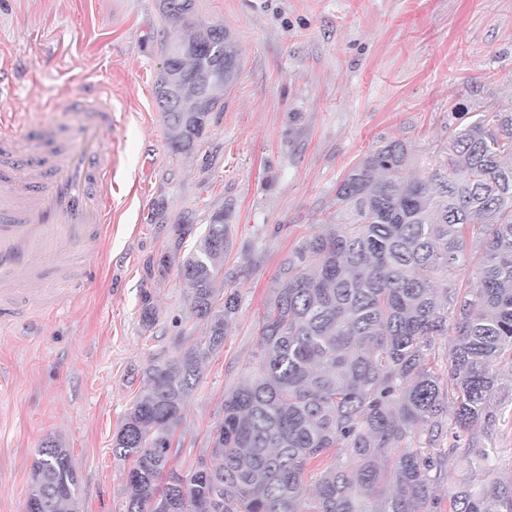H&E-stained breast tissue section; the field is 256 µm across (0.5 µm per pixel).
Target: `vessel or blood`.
<instances>
[{
	"label": "vessel or blood",
	"mask_w": 512,
	"mask_h": 512,
	"mask_svg": "<svg viewBox=\"0 0 512 512\" xmlns=\"http://www.w3.org/2000/svg\"><path fill=\"white\" fill-rule=\"evenodd\" d=\"M52 134L0 115V327L41 322L82 297L68 273L112 222V97L98 89L66 106Z\"/></svg>",
	"instance_id": "b4317fda"
}]
</instances>
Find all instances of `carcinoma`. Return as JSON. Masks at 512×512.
Segmentation results:
<instances>
[{
    "label": "carcinoma",
    "instance_id": "1",
    "mask_svg": "<svg viewBox=\"0 0 512 512\" xmlns=\"http://www.w3.org/2000/svg\"><path fill=\"white\" fill-rule=\"evenodd\" d=\"M183 30L177 109L155 96L174 155H190L240 72L238 43L220 24L196 21V0H159ZM220 76L205 80L214 68ZM448 142L416 175L403 140L364 155L336 188L344 222L295 246L255 321L257 365L224 393V417L207 434L209 456L183 474L172 459L185 406L204 361L218 354L241 296L224 294L229 225L213 211L192 248L178 229L174 256L202 335L149 365L112 438L131 461L127 512H442L436 484L461 434L499 419L496 365L512 358V111L455 106ZM475 263L476 280L454 284ZM152 329V295L141 299ZM455 333L444 368L428 365L436 337ZM451 437L445 448L441 441ZM489 440L470 463L488 470ZM70 450H37L25 512H77ZM448 512H512V484H463Z\"/></svg>",
    "mask_w": 512,
    "mask_h": 512
}]
</instances>
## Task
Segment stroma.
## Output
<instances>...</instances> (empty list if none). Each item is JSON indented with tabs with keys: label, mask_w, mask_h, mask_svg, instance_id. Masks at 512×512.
Listing matches in <instances>:
<instances>
[{
	"label": "stroma",
	"mask_w": 512,
	"mask_h": 512,
	"mask_svg": "<svg viewBox=\"0 0 512 512\" xmlns=\"http://www.w3.org/2000/svg\"><path fill=\"white\" fill-rule=\"evenodd\" d=\"M198 18L231 30L241 69L197 150L173 155L156 104L176 29L158 0H0V60L20 87L13 110L41 118L87 85L112 91V234L86 296L34 335L0 333V512H24L30 467L51 438L72 455L79 512H125L130 464L112 453L151 363L177 352L188 322L173 228L221 209L230 224L225 273L242 294L224 350L204 366L177 428L174 463L193 469L224 392L255 363V318L298 240L336 214V186L368 150L403 139L425 171L446 139L454 103L512 110V0H197ZM157 321L144 330L143 293ZM502 418L460 441L440 499L469 474L468 444L500 450L483 482L512 481V362L497 366Z\"/></svg>",
	"instance_id": "1"
}]
</instances>
